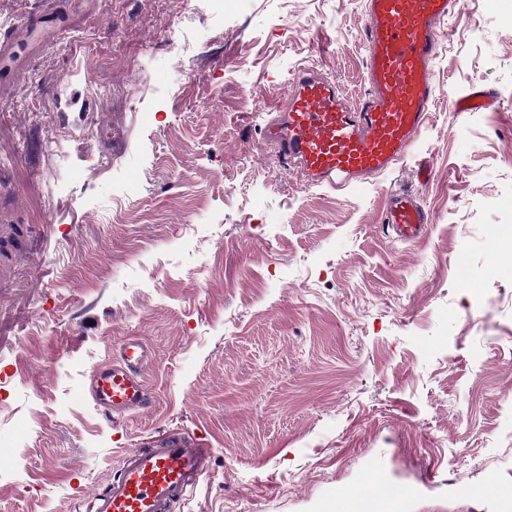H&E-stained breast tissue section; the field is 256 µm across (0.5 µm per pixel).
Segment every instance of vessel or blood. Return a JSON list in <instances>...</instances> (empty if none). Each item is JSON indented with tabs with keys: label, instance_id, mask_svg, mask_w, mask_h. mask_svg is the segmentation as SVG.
Masks as SVG:
<instances>
[{
	"label": "vessel or blood",
	"instance_id": "1",
	"mask_svg": "<svg viewBox=\"0 0 512 512\" xmlns=\"http://www.w3.org/2000/svg\"><path fill=\"white\" fill-rule=\"evenodd\" d=\"M458 0H366L363 45L366 90L349 100L342 86L311 68L289 80L283 112L266 122L263 141L308 184L339 190L367 185L410 152L436 101L434 61ZM382 220L394 235L415 242L427 216L406 190L387 195ZM154 362L139 337L124 338L110 363L97 367L86 393L117 420L151 408L143 376ZM203 438L168 429L125 450L111 482L89 500L88 512H172L208 471ZM410 494L385 499L373 488L352 499L354 512H406Z\"/></svg>",
	"mask_w": 512,
	"mask_h": 512
}]
</instances>
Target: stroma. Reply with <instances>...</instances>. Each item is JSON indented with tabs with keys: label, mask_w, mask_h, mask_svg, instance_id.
I'll return each instance as SVG.
<instances>
[{
	"label": "stroma",
	"mask_w": 512,
	"mask_h": 512,
	"mask_svg": "<svg viewBox=\"0 0 512 512\" xmlns=\"http://www.w3.org/2000/svg\"><path fill=\"white\" fill-rule=\"evenodd\" d=\"M459 0L436 105L362 188L308 185L262 149V112L314 68L365 89L363 0H0L61 21L0 79V512H74L122 450L181 428L210 469L179 512H329L373 478L409 512H497L512 488V13ZM139 73V89L124 82ZM496 102L460 112L473 88ZM67 126L65 167L44 142ZM413 191L424 238L392 239ZM157 354L154 406L87 399L121 338ZM382 220L397 238L404 241H418L427 230V215L407 190L390 192L386 196Z\"/></svg>",
	"instance_id": "1"
}]
</instances>
